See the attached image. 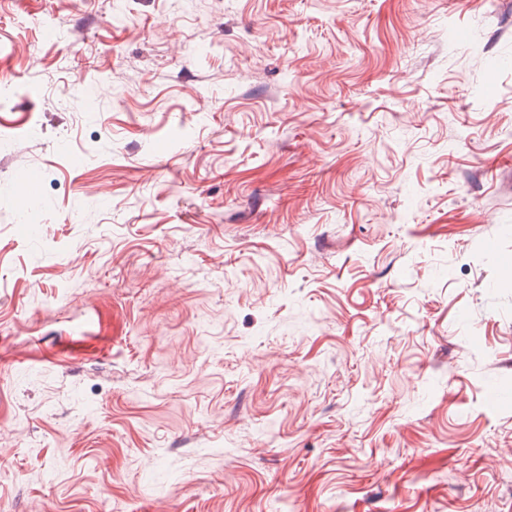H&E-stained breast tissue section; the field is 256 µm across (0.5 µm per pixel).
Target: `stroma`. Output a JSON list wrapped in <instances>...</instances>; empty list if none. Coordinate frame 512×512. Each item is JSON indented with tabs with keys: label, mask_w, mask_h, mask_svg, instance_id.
Masks as SVG:
<instances>
[{
	"label": "stroma",
	"mask_w": 512,
	"mask_h": 512,
	"mask_svg": "<svg viewBox=\"0 0 512 512\" xmlns=\"http://www.w3.org/2000/svg\"><path fill=\"white\" fill-rule=\"evenodd\" d=\"M505 261L512 0H0V512H512Z\"/></svg>",
	"instance_id": "1"
}]
</instances>
